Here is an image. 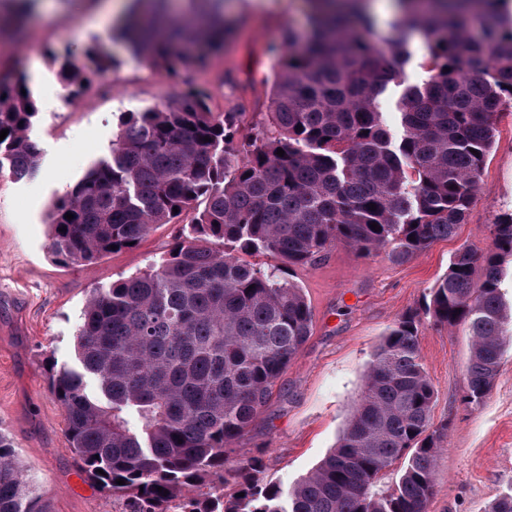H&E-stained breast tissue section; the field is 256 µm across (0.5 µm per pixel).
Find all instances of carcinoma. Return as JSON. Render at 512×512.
Returning <instances> with one entry per match:
<instances>
[{
	"instance_id": "carcinoma-1",
	"label": "carcinoma",
	"mask_w": 512,
	"mask_h": 512,
	"mask_svg": "<svg viewBox=\"0 0 512 512\" xmlns=\"http://www.w3.org/2000/svg\"><path fill=\"white\" fill-rule=\"evenodd\" d=\"M164 2L115 29L135 57L176 76L224 49L232 24L219 7L178 20ZM395 2L393 34L382 37L358 5L344 18L310 0L305 45L290 31L270 49L265 120L245 126L243 112L214 113L210 94L187 85L160 107L122 116L110 154L52 203V254L84 265L192 214L160 261L93 292L75 336L77 366L50 374L81 474L122 500L124 512H428L448 424L432 421L417 313L384 335L336 448L314 470L285 488L264 480L253 455L240 460L232 494L216 485L314 318L303 288L249 258L306 266L343 244L404 263L455 235L512 104L505 0H427L426 11L419 0ZM472 18L483 23L478 38L468 32ZM417 33L426 78L401 95L395 139L379 102ZM61 59L58 77L71 95L115 65L95 51L82 66L68 53ZM25 89L24 75L0 76V131L9 130L0 160L17 179L38 157L28 136L38 107ZM491 234L492 248L452 256L424 308L469 336L470 407L484 402L512 341L502 293L512 213ZM400 459L394 485L378 488ZM0 512H50L2 431Z\"/></svg>"
}]
</instances>
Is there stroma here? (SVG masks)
I'll return each mask as SVG.
<instances>
[{"instance_id": "stroma-1", "label": "stroma", "mask_w": 512, "mask_h": 512, "mask_svg": "<svg viewBox=\"0 0 512 512\" xmlns=\"http://www.w3.org/2000/svg\"><path fill=\"white\" fill-rule=\"evenodd\" d=\"M100 2L35 0L25 38L0 48V71L40 67L28 84L39 108L29 130L39 149L37 171L17 180L0 168V430L11 436L51 512L122 510L78 471L48 377L51 368L75 364V333L89 296L158 261L177 231L163 224L135 248L90 266L63 264L49 248L51 203L108 154L124 113L165 103L179 81L207 87L212 111L241 105L247 120L262 119L271 96L269 49L285 29L303 31L308 16L307 0H224L234 33L223 52L175 81L113 38V21ZM90 47L116 64L69 95L53 55L68 50L80 57ZM510 209L512 107L504 110L480 190L454 236L405 264L383 251L364 257L339 244L313 265L290 270L313 308V331L239 442L262 451L266 479L292 485L337 445L372 353L389 328L418 311L421 356L435 390L432 417L448 426L428 512H485L512 490V345L490 394L469 407L463 402L469 338L422 313L454 253L467 245L491 247L490 226Z\"/></svg>"}]
</instances>
